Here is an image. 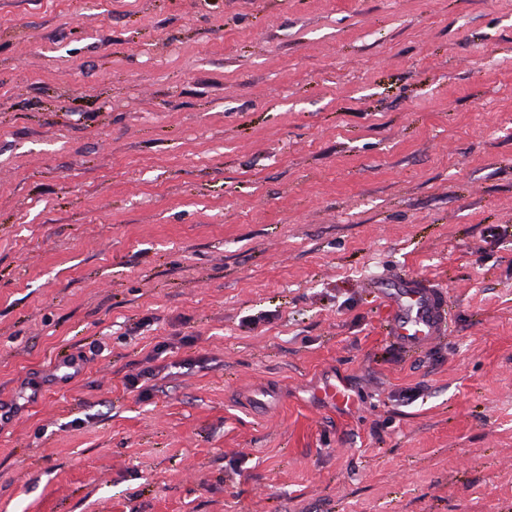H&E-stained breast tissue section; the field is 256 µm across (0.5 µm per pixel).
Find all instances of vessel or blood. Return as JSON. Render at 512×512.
Wrapping results in <instances>:
<instances>
[{
    "label": "vessel or blood",
    "mask_w": 512,
    "mask_h": 512,
    "mask_svg": "<svg viewBox=\"0 0 512 512\" xmlns=\"http://www.w3.org/2000/svg\"><path fill=\"white\" fill-rule=\"evenodd\" d=\"M369 287L388 312L389 336L403 348L416 350L447 335L448 307L438 291L407 276L380 277Z\"/></svg>",
    "instance_id": "vessel-or-blood-1"
}]
</instances>
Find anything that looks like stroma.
I'll return each instance as SVG.
<instances>
[{
    "label": "stroma",
    "instance_id": "35a3bbf8",
    "mask_svg": "<svg viewBox=\"0 0 512 512\" xmlns=\"http://www.w3.org/2000/svg\"><path fill=\"white\" fill-rule=\"evenodd\" d=\"M0 402V512H512V0H0ZM368 288L388 312V334L403 348L417 350L448 333L449 312L441 293L407 276H384Z\"/></svg>",
    "mask_w": 512,
    "mask_h": 512
}]
</instances>
